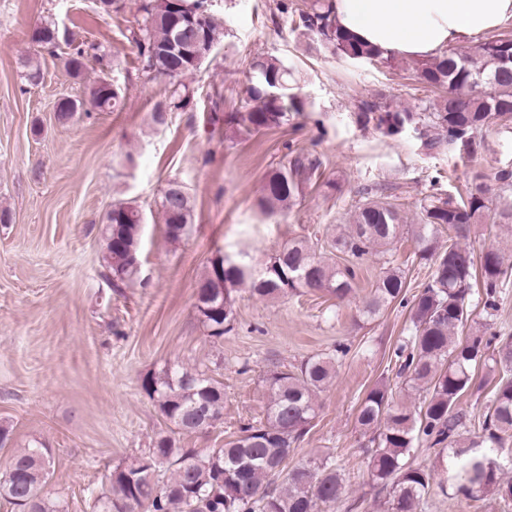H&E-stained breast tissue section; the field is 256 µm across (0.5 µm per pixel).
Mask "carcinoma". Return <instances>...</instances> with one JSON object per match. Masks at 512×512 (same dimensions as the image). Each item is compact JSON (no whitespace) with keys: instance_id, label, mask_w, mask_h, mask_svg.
I'll return each instance as SVG.
<instances>
[{"instance_id":"cac0c4a2","label":"carcinoma","mask_w":512,"mask_h":512,"mask_svg":"<svg viewBox=\"0 0 512 512\" xmlns=\"http://www.w3.org/2000/svg\"><path fill=\"white\" fill-rule=\"evenodd\" d=\"M132 40L144 69L150 73L182 79L199 65L171 51L173 36L169 6L149 0ZM298 27L315 35L326 48L355 61H385L372 48L342 30L331 17L324 0H315L298 15ZM31 42L52 45L60 40L54 24L32 30ZM99 62L105 55L91 45L71 55L67 66L75 76L83 69L84 56ZM424 87L439 92L429 105L412 111L382 107L374 102L360 106L359 121L377 114V128L387 137L399 135L408 126H420L426 148H459L473 154L484 130L512 123V38L482 42L474 48L451 50L417 69ZM91 102L101 110L121 104L119 89L101 79L90 92ZM189 88L179 82L168 101L157 106L154 121L164 122L167 112L186 106ZM305 100L293 91L291 72L280 61L258 59L251 65L250 85L241 110L230 122L251 135L288 122L293 112L305 111ZM80 104L65 99L56 110L58 122L71 121ZM319 162L297 155L270 172L264 181L258 207L265 214L283 212L302 193V176L315 172ZM494 188L478 186L466 199L455 202L434 194L420 205L418 223L408 224L390 203L372 196L356 206L352 224L332 240L331 248L346 256L344 263H330L305 240H294L260 265L247 251L219 253L196 285V309L208 336L219 339L233 328L231 293L240 286L260 299L285 296L300 288L345 298L353 288L355 263L380 254L404 234L416 240L413 261L432 263L427 279L412 298H407L406 273L387 266L372 285L359 309L372 320L393 303L409 308L405 336L394 349V369L406 389L425 393L419 406L394 397L382 384L371 388L359 404L356 423L375 442L370 475L389 490L387 512H418L433 484L441 492L473 504L495 490L512 499V481H503L495 458L512 436V336L494 334L462 338L469 317L473 287L481 292L483 311L498 309L500 289L512 280L504 267L502 252L491 246L480 256L467 247L472 226L501 224L512 230V171L494 175ZM172 208L161 207L166 236L176 242L193 220V205L185 185ZM495 191L497 205L488 206L487 194ZM144 217L129 202H116L105 216V260L112 278L124 281L139 270L138 254ZM448 233V240L442 239ZM492 362L499 378L486 394L484 414L478 418L460 407L477 370ZM336 377V358L315 355L296 370L272 365L267 371L266 418L242 428V434L206 455L185 448L176 435L201 433L215 426L224 415V384L197 367H167L142 380V389L158 406L175 430L159 433L145 459L119 465L106 476L93 498V512H321L336 508L345 492V479L336 458L326 454L306 464L287 469L296 444L308 433L317 416L318 395ZM422 443L448 448L444 477L414 467L409 459ZM52 452L33 445L12 452L0 470V501L13 512H66L63 501L47 486Z\"/></svg>"}]
</instances>
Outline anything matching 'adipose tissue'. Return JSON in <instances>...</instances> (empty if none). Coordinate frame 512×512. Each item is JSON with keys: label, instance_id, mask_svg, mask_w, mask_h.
<instances>
[{"label": "adipose tissue", "instance_id": "ef3b65f1", "mask_svg": "<svg viewBox=\"0 0 512 512\" xmlns=\"http://www.w3.org/2000/svg\"><path fill=\"white\" fill-rule=\"evenodd\" d=\"M339 27L382 57L428 60L512 19V0H330Z\"/></svg>", "mask_w": 512, "mask_h": 512}]
</instances>
